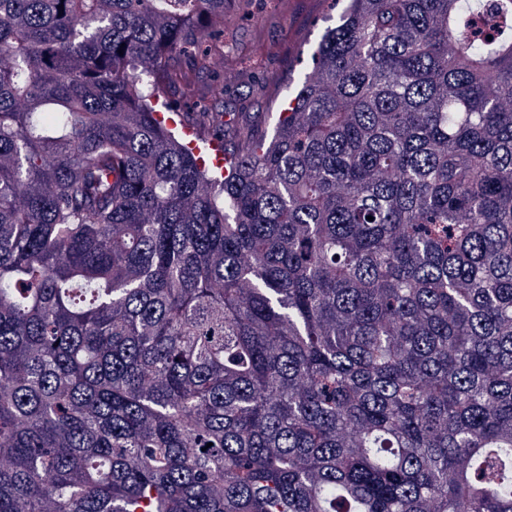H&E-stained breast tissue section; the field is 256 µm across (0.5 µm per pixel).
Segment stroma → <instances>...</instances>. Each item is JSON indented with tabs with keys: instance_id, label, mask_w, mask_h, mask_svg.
<instances>
[{
	"instance_id": "stroma-1",
	"label": "stroma",
	"mask_w": 512,
	"mask_h": 512,
	"mask_svg": "<svg viewBox=\"0 0 512 512\" xmlns=\"http://www.w3.org/2000/svg\"><path fill=\"white\" fill-rule=\"evenodd\" d=\"M346 0H229L233 22L206 40L205 61L177 54L179 71L170 99L195 127L208 128L225 147L242 134L270 140L280 112L294 96L297 77L309 71L311 57L327 28L335 26ZM233 83H225V72Z\"/></svg>"
}]
</instances>
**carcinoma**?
<instances>
[{
	"instance_id": "carcinoma-1",
	"label": "carcinoma",
	"mask_w": 512,
	"mask_h": 512,
	"mask_svg": "<svg viewBox=\"0 0 512 512\" xmlns=\"http://www.w3.org/2000/svg\"><path fill=\"white\" fill-rule=\"evenodd\" d=\"M226 2L0 0V512H512V0H350L222 170Z\"/></svg>"
}]
</instances>
